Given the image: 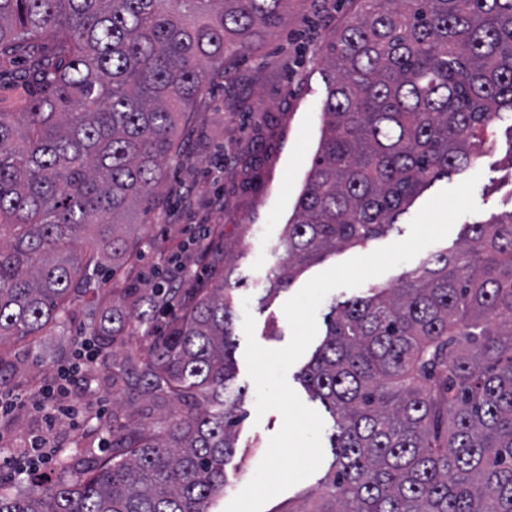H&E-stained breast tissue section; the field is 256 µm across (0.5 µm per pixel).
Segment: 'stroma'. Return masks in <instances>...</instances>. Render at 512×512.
<instances>
[{"label":"stroma","mask_w":512,"mask_h":512,"mask_svg":"<svg viewBox=\"0 0 512 512\" xmlns=\"http://www.w3.org/2000/svg\"><path fill=\"white\" fill-rule=\"evenodd\" d=\"M359 10L358 0H290L287 26L268 37L258 54L241 55L231 78L203 93L183 129L184 156L167 169L169 193L141 228L138 250L117 270L97 275L98 289L78 303L63 334L9 345V358L16 366L11 391L27 390L34 382L52 383L58 364L77 338L91 336L93 317L108 306L111 292L127 288L151 292L162 284L163 273L175 260L184 268L180 287H208L204 253L213 242L192 237L199 224L223 230L220 245L229 279L239 286L238 298L250 300L248 309H236V317L253 315L255 338L263 347L276 349L289 342L291 329L282 307L292 293L266 294V276L317 150L326 98V44L331 31L351 24ZM472 171L480 176L474 190L478 210L460 217L449 235L435 243V250L455 247L466 225L512 209L511 112L489 127L484 152ZM463 179L458 173L436 182L399 218L395 229L365 246L326 256L307 268L305 278L404 239L423 205ZM245 347V339H238L236 383L245 389V416L237 427L235 454L229 462L237 473L213 512H224L252 478L282 422L278 412L261 417L255 412L256 390L247 375ZM70 400L81 407L83 419L58 420L49 438L86 467L110 456L123 426L156 422L174 407L170 400L153 403L113 387L110 373L100 363L73 385ZM332 425V419H325L319 469L269 500L263 512H297L322 493L334 460ZM44 430L41 413L30 408L0 417V436L17 458L27 452L31 436Z\"/></svg>","instance_id":"stroma-1"}]
</instances>
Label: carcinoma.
Segmentation results:
<instances>
[{"label": "carcinoma", "instance_id": "carcinoma-1", "mask_svg": "<svg viewBox=\"0 0 512 512\" xmlns=\"http://www.w3.org/2000/svg\"><path fill=\"white\" fill-rule=\"evenodd\" d=\"M332 33L318 149L266 276L291 287L330 252L364 246L420 194L468 170L512 112V0H365ZM288 23V0H0V60L42 93L0 112V342L66 327L95 274L135 251L179 159V119L230 77V57ZM141 366L112 385L189 400L124 427L123 451L47 487L0 486V512H209L231 484L235 386L224 251ZM166 299L124 291L100 344L150 326ZM126 321L113 327V310ZM299 380L333 419L322 502L298 512H512V211L466 225L395 288L332 302Z\"/></svg>", "mask_w": 512, "mask_h": 512}]
</instances>
